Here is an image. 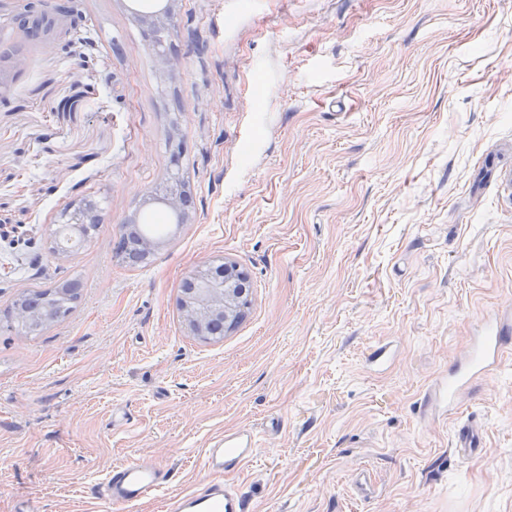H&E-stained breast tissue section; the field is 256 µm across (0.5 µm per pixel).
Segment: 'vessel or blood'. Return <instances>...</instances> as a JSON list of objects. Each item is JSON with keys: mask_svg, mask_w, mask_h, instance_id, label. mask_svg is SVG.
Listing matches in <instances>:
<instances>
[{"mask_svg": "<svg viewBox=\"0 0 512 512\" xmlns=\"http://www.w3.org/2000/svg\"><path fill=\"white\" fill-rule=\"evenodd\" d=\"M512 334V314L490 312L478 321L465 360L442 382L435 393L446 408H454L460 391L473 381L495 375L501 365L505 339ZM481 447L478 425L468 422L458 432L455 451L460 459H469ZM258 439L245 429L215 438L204 452L208 472L194 489L167 497L164 512H249V505L238 488L226 485L224 475L241 470L253 461ZM171 475L148 460H130L115 464L92 494L110 512H128L129 508L169 484Z\"/></svg>", "mask_w": 512, "mask_h": 512, "instance_id": "vessel-or-blood-1", "label": "vessel or blood"}]
</instances>
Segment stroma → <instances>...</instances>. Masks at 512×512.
Returning a JSON list of instances; mask_svg holds the SVG:
<instances>
[{
	"mask_svg": "<svg viewBox=\"0 0 512 512\" xmlns=\"http://www.w3.org/2000/svg\"><path fill=\"white\" fill-rule=\"evenodd\" d=\"M0 0V317L76 276L74 311L0 330V512H101L113 465L147 458L162 512L213 438L254 430L227 482L251 512H512V340L456 410L428 403L483 313L512 311V0H180L161 83L124 0ZM185 224L147 265L122 224L168 176ZM96 198V234L50 251ZM248 280L220 342L189 336L180 284L208 263ZM483 426L463 461L455 434ZM178 183L181 186V188L184 189V192L191 194V187L189 185V182L184 178V176L181 180H179ZM181 188H170L169 192L161 199L165 208L170 213L176 214L180 217L186 214L185 209L187 207L185 194ZM137 215L132 216L128 221L121 225V230L117 241L114 244V250L121 260L131 267H140L147 263L148 258L142 256L139 249L146 255L150 256L156 248L157 243L152 239H141L138 247L137 243L140 238L128 231L130 225L134 224Z\"/></svg>",
	"mask_w": 512,
	"mask_h": 512,
	"instance_id": "1",
	"label": "stroma"
}]
</instances>
